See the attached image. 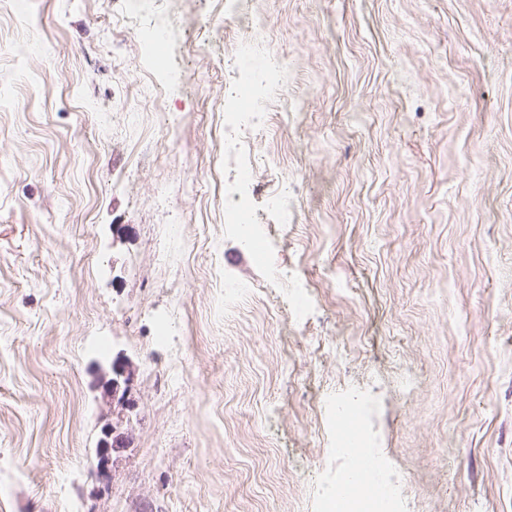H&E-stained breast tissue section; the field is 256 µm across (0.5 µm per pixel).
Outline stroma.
<instances>
[{"mask_svg":"<svg viewBox=\"0 0 512 512\" xmlns=\"http://www.w3.org/2000/svg\"><path fill=\"white\" fill-rule=\"evenodd\" d=\"M244 6L293 63L252 149L254 213L295 202L270 271L224 223V0H160L189 82L154 102L119 0H0V512H322L354 392L410 512H512V0ZM112 378L108 383L107 394L112 397V404L121 410L131 407L129 399L132 373L130 362L124 358H116L110 366ZM103 436L97 451V466L101 472L106 471L112 451L130 445L128 429L122 428V416H118L117 422H112V426L103 430Z\"/></svg>","mask_w":512,"mask_h":512,"instance_id":"obj_1","label":"stroma"}]
</instances>
